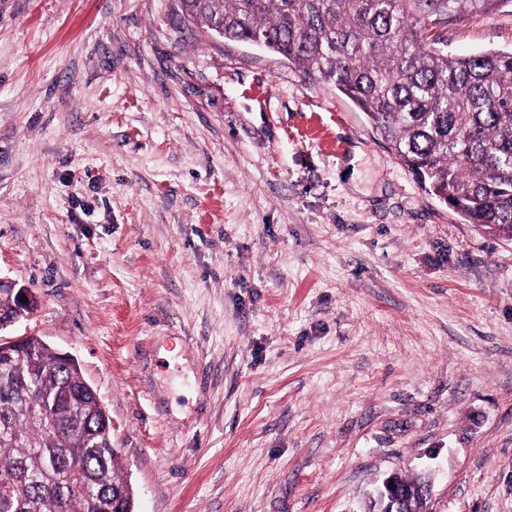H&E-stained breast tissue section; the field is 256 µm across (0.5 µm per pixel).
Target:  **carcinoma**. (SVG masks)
Listing matches in <instances>:
<instances>
[{
	"mask_svg": "<svg viewBox=\"0 0 512 512\" xmlns=\"http://www.w3.org/2000/svg\"><path fill=\"white\" fill-rule=\"evenodd\" d=\"M512 0H180L188 21L260 41L368 117L471 224L512 237V51L450 57L433 28ZM112 425L76 363L32 336L0 359V512H134Z\"/></svg>",
	"mask_w": 512,
	"mask_h": 512,
	"instance_id": "cac0c4a2",
	"label": "carcinoma"
}]
</instances>
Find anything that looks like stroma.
I'll list each match as a JSON object with an SVG mask.
<instances>
[{"label":"stroma","instance_id":"obj_1","mask_svg":"<svg viewBox=\"0 0 512 512\" xmlns=\"http://www.w3.org/2000/svg\"><path fill=\"white\" fill-rule=\"evenodd\" d=\"M440 32L510 50L512 5ZM0 276L134 512H363L395 471L428 512H512V240L178 0H0Z\"/></svg>","mask_w":512,"mask_h":512}]
</instances>
